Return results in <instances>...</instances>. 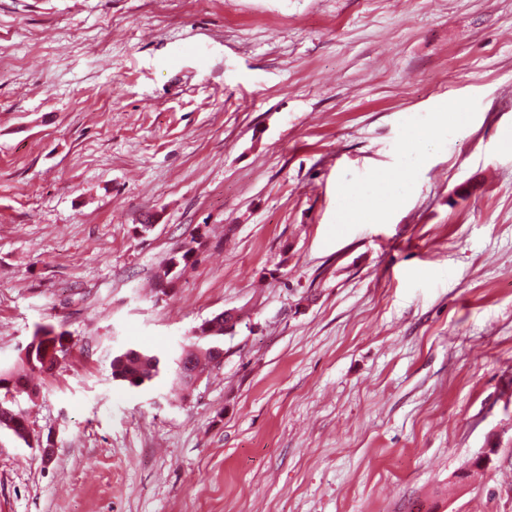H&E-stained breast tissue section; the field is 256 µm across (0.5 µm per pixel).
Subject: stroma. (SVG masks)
Segmentation results:
<instances>
[{
  "label": "stroma",
  "mask_w": 512,
  "mask_h": 512,
  "mask_svg": "<svg viewBox=\"0 0 512 512\" xmlns=\"http://www.w3.org/2000/svg\"><path fill=\"white\" fill-rule=\"evenodd\" d=\"M511 132L512 0H0V512H512ZM203 245V236L198 234L191 236L177 250L170 253L166 259L163 275L159 279V292L166 294L164 288H173L175 283L180 279L182 271L189 264L196 262L201 247ZM223 312V319H221L219 313L212 318L205 320L200 326L193 330L191 336L187 338V346L192 348V350L189 352L186 360V353L190 348L183 347L179 358L176 360L178 369L183 368L182 376L181 373L175 374L174 376V383L178 386L180 391H186L190 389V387L195 386L203 376V374L195 375L192 381V386H190V380L192 379L195 370L197 368L204 370L206 365L213 362V354L206 346L202 345L203 341L214 340L217 337H223L224 340V321H227L228 328L226 330L232 329L239 322L240 317L237 310L227 309ZM198 330L201 335L196 334ZM66 335L65 331L56 332L52 326H38L20 357L19 370L13 372L11 368L0 369L1 395L2 392L20 391L29 396L31 376L53 378L60 364L58 359H63L72 349ZM162 359L159 355L146 354L142 349L132 350L124 360L113 363L115 374L118 372L123 378V384L129 388L140 384L151 383L163 371Z\"/></svg>",
  "instance_id": "stroma-1"
}]
</instances>
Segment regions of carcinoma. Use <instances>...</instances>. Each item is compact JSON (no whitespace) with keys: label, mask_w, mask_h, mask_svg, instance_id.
I'll return each instance as SVG.
<instances>
[{"label":"carcinoma","mask_w":512,"mask_h":512,"mask_svg":"<svg viewBox=\"0 0 512 512\" xmlns=\"http://www.w3.org/2000/svg\"><path fill=\"white\" fill-rule=\"evenodd\" d=\"M202 245L203 236L193 235L177 250L170 253L165 262L163 275L160 276L159 286L163 289L173 287L180 279L184 268L196 262ZM197 330L199 333L193 332L188 337V346L191 351L184 364L183 372L174 376V383L181 391L190 389V380L196 369H203L213 362V354L203 345V341L224 336V320L215 315L205 320ZM71 349L66 332H57L52 326H38L25 347L23 356L20 357L19 370L14 372L10 369H0V393L10 391L29 393L30 378L35 375L43 379L54 377L58 360L68 355ZM113 368L123 378V384L130 388L151 383L163 371V364L159 355L146 354L144 350L134 348L125 359L113 364ZM0 429L8 431L18 443L29 445L27 436L30 435V429L26 415L22 411H15L13 423L3 422L0 424Z\"/></svg>","instance_id":"1"}]
</instances>
